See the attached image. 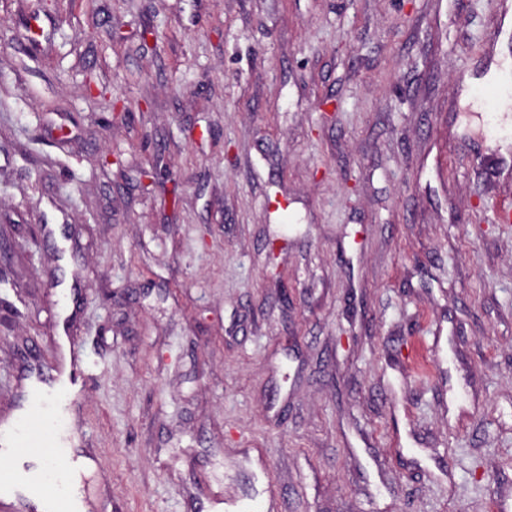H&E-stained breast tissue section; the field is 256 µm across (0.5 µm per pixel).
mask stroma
<instances>
[{
	"label": "stroma",
	"instance_id": "obj_1",
	"mask_svg": "<svg viewBox=\"0 0 512 512\" xmlns=\"http://www.w3.org/2000/svg\"><path fill=\"white\" fill-rule=\"evenodd\" d=\"M509 17L0 0V413L66 333L99 512H238L260 460L282 512L512 506V170L474 147Z\"/></svg>",
	"mask_w": 512,
	"mask_h": 512
}]
</instances>
